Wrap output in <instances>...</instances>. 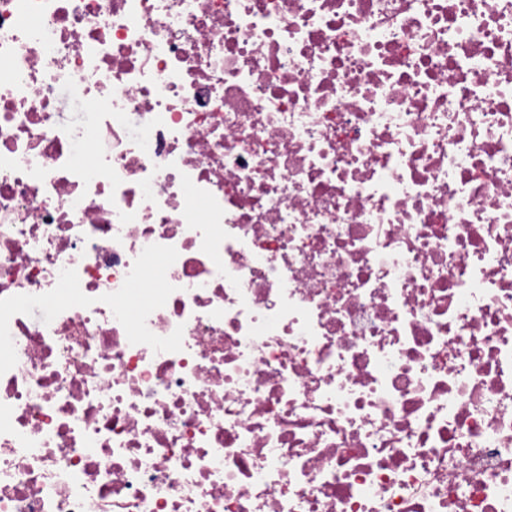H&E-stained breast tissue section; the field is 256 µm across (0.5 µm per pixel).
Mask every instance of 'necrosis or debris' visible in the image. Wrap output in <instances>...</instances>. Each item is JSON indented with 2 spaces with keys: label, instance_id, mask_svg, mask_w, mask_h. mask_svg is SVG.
<instances>
[{
  "label": "necrosis or debris",
  "instance_id": "necrosis-or-debris-1",
  "mask_svg": "<svg viewBox=\"0 0 512 512\" xmlns=\"http://www.w3.org/2000/svg\"><path fill=\"white\" fill-rule=\"evenodd\" d=\"M0 512H512V0H0Z\"/></svg>",
  "mask_w": 512,
  "mask_h": 512
}]
</instances>
